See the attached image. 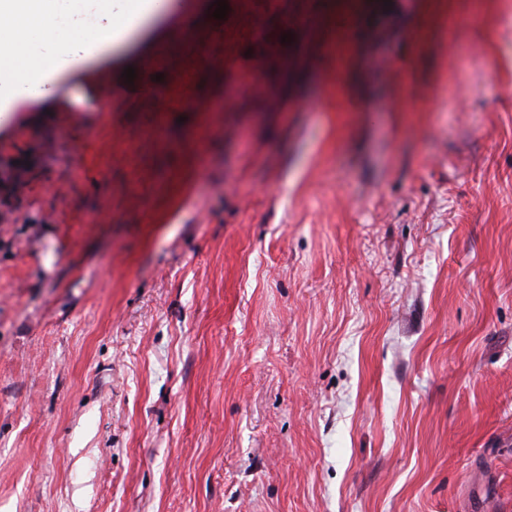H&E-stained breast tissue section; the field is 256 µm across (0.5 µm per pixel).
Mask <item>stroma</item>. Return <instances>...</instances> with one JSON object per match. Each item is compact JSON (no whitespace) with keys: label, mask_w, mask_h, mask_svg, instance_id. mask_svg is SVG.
<instances>
[{"label":"stroma","mask_w":512,"mask_h":512,"mask_svg":"<svg viewBox=\"0 0 512 512\" xmlns=\"http://www.w3.org/2000/svg\"><path fill=\"white\" fill-rule=\"evenodd\" d=\"M226 2L0 123V512H512V0Z\"/></svg>","instance_id":"35a3bbf8"}]
</instances>
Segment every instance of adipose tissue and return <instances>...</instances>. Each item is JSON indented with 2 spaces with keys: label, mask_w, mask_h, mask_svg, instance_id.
Instances as JSON below:
<instances>
[{
  "label": "adipose tissue",
  "mask_w": 512,
  "mask_h": 512,
  "mask_svg": "<svg viewBox=\"0 0 512 512\" xmlns=\"http://www.w3.org/2000/svg\"><path fill=\"white\" fill-rule=\"evenodd\" d=\"M87 7L100 19L97 28L77 22L72 45L48 51L29 41L31 27H53L70 17L69 0H0V36L12 39L14 56L0 66V88L7 97L39 102L60 89L59 74L86 64L123 38L134 22L161 10V0H89Z\"/></svg>",
  "instance_id": "adipose-tissue-1"
}]
</instances>
